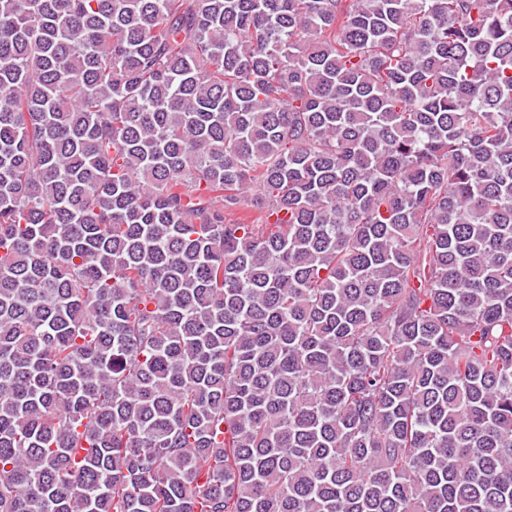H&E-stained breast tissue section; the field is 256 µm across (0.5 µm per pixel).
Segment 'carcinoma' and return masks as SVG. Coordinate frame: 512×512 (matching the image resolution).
Instances as JSON below:
<instances>
[{"label": "carcinoma", "instance_id": "1", "mask_svg": "<svg viewBox=\"0 0 512 512\" xmlns=\"http://www.w3.org/2000/svg\"><path fill=\"white\" fill-rule=\"evenodd\" d=\"M0 512H512V0H0Z\"/></svg>", "mask_w": 512, "mask_h": 512}]
</instances>
